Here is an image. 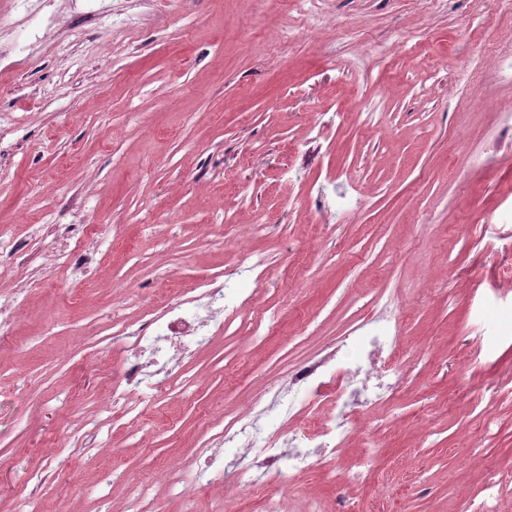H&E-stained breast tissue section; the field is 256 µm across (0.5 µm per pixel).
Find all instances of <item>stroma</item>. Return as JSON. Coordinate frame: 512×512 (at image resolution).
Returning a JSON list of instances; mask_svg holds the SVG:
<instances>
[{"mask_svg":"<svg viewBox=\"0 0 512 512\" xmlns=\"http://www.w3.org/2000/svg\"><path fill=\"white\" fill-rule=\"evenodd\" d=\"M0 9V45L29 47L0 62V234L38 251L32 225L61 224L95 259L79 283L47 270L0 340V512H127L145 485L162 512H259L220 488L179 498L163 471L387 302L406 312L405 389L346 457L267 494L290 512H512V79L492 73L512 66V17L495 0H325L308 34L283 0ZM92 212L115 234L87 232ZM243 254L267 272L255 307L226 314L243 334L184 365L140 426L114 418L120 362L96 345L113 314ZM75 409L100 422L93 446ZM363 448L372 478L327 480ZM21 468L47 477L42 498Z\"/></svg>","mask_w":512,"mask_h":512,"instance_id":"stroma-1","label":"stroma"}]
</instances>
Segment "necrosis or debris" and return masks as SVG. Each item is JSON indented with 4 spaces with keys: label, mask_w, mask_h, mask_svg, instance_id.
Listing matches in <instances>:
<instances>
[{
    "label": "necrosis or debris",
    "mask_w": 512,
    "mask_h": 512,
    "mask_svg": "<svg viewBox=\"0 0 512 512\" xmlns=\"http://www.w3.org/2000/svg\"><path fill=\"white\" fill-rule=\"evenodd\" d=\"M249 269L252 276L243 283L234 282L230 271L199 282L110 338L109 350L122 357L109 386L114 409L141 418L150 409L147 389L165 388L186 360L226 333L227 308L255 305L265 274L254 263ZM402 317V310L387 311V333L365 327L363 336L340 339L326 354L297 368L288 384L305 391V400L283 402L277 390L268 404L248 403L213 436L211 448L217 453L233 448L250 456V483L259 493L273 477L307 472L322 455L340 456L344 438L360 415L393 400L404 388L410 358L393 336ZM279 405L286 429L273 432L266 417ZM214 465L210 459L189 467L186 478L173 483L178 496L204 492L219 480L225 492L235 491L237 474L215 470Z\"/></svg>",
    "instance_id": "1"
}]
</instances>
